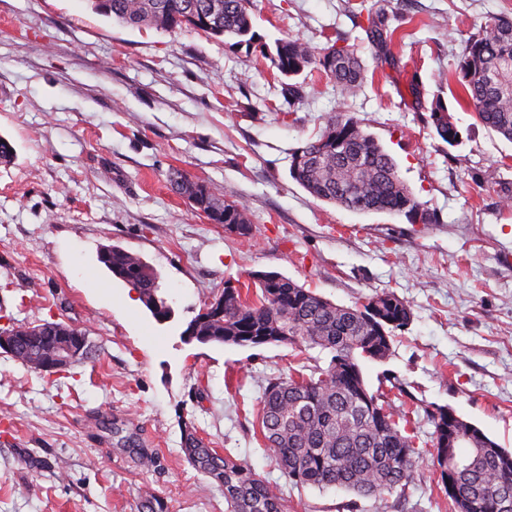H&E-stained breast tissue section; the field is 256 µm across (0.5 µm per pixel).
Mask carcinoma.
Segmentation results:
<instances>
[{"label": "carcinoma", "mask_w": 512, "mask_h": 512, "mask_svg": "<svg viewBox=\"0 0 512 512\" xmlns=\"http://www.w3.org/2000/svg\"><path fill=\"white\" fill-rule=\"evenodd\" d=\"M93 9L132 27H154L174 32L192 29L224 38L256 37L252 0H92ZM368 40L383 48L392 40L381 16L367 9ZM273 66L291 78L314 66L333 80L347 96L363 86L365 66L349 46L312 49L299 39L275 41ZM460 86L476 118L512 141V18L492 15L478 34L464 41L458 63ZM429 119L437 136L450 146L460 132L445 105L435 103ZM290 177L312 196L358 213L404 214L412 222L436 224L437 213L410 190L394 158L361 123L345 114L330 118L319 136L291 153ZM170 181L189 204L209 215L211 223L252 232L247 209L211 191L187 175L174 171ZM99 262L112 277L140 285V300L161 322L173 309L163 295L158 277L139 256L107 246ZM262 296L256 303L243 298L229 282L217 293L224 303L220 313L197 314L188 323L201 344L261 346L286 344L328 352L324 367L311 375L270 376L261 397L264 445L288 483L353 492L362 497L392 493L406 486L419 466L418 435L408 413L379 404L369 392L359 360L383 361L391 352L394 332L411 320L409 305L391 293L372 296L353 306L337 305L313 290L274 272L254 275ZM25 337L12 359L46 372L58 347L73 338L72 325L45 321L11 326ZM434 425L433 463L440 477L452 478L468 502L467 512H502L501 500L512 496V463L502 448L467 442L450 448L448 409L430 412ZM112 441L128 452L140 467H153L156 453L143 447L132 419L112 423ZM186 459L204 477L224 489L225 512H284L277 484L261 478L246 461L219 452L199 436L192 422L182 428Z\"/></svg>", "instance_id": "1"}]
</instances>
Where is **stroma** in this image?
Here are the masks:
<instances>
[{
	"mask_svg": "<svg viewBox=\"0 0 512 512\" xmlns=\"http://www.w3.org/2000/svg\"><path fill=\"white\" fill-rule=\"evenodd\" d=\"M369 5L396 33L386 49L366 37ZM254 10L256 38L238 44L126 26L89 0H0V136L15 150L0 165V324L64 321L98 349L49 377L0 351V512H137L148 493L166 512H225L223 490L182 451L189 420L279 484L285 512H448L428 457L403 492L376 498L282 476L259 432L265 381L310 373L327 354L182 338L225 282L256 301L255 272L339 305L384 292L406 301L411 322L389 357L361 364L370 391L410 412L423 449L427 410L445 406L512 451V142L457 103L456 82L437 81L487 16L512 14V0H254ZM288 37L355 47L363 90L343 97L316 71L281 76L269 54ZM438 102L457 145L429 121ZM338 112L392 155L441 223L351 212L292 180V151ZM174 169L243 203L251 235L194 210L168 181ZM108 245L156 271L170 321L99 263ZM127 415L156 467L113 448L112 420Z\"/></svg>",
	"mask_w": 512,
	"mask_h": 512,
	"instance_id": "obj_1",
	"label": "stroma"
}]
</instances>
